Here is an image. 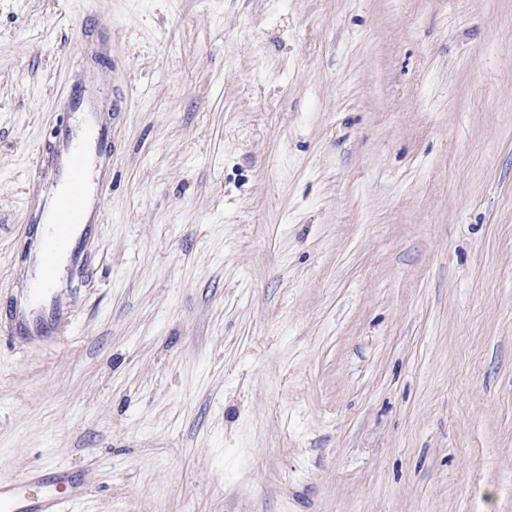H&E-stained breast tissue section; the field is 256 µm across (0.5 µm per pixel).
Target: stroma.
<instances>
[{
  "label": "stroma",
  "instance_id": "stroma-1",
  "mask_svg": "<svg viewBox=\"0 0 512 512\" xmlns=\"http://www.w3.org/2000/svg\"><path fill=\"white\" fill-rule=\"evenodd\" d=\"M95 82L103 222L12 333ZM82 512H512V0H0V481ZM84 496L65 468H56L49 478L31 471L16 482L0 483V511L80 512L78 502Z\"/></svg>",
  "mask_w": 512,
  "mask_h": 512
}]
</instances>
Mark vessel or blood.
<instances>
[{
	"label": "vessel or blood",
	"mask_w": 512,
	"mask_h": 512,
	"mask_svg": "<svg viewBox=\"0 0 512 512\" xmlns=\"http://www.w3.org/2000/svg\"><path fill=\"white\" fill-rule=\"evenodd\" d=\"M69 102L84 112V121L79 129L66 130L53 145L51 166L64 190L51 197L46 213L30 217L34 224L49 222L50 230L39 239L32 256L42 274L29 279L16 301L19 322L41 333L62 325L68 309L66 298L50 287L49 275L59 258L76 254L78 230L92 231L103 217V199L92 190L93 163L82 147L92 145L100 156L111 152L107 131L98 118L99 102L89 88L73 85ZM83 497L67 469H55L48 478L32 471L21 480L0 483V512H80Z\"/></svg>",
	"instance_id": "vessel-or-blood-1"
}]
</instances>
